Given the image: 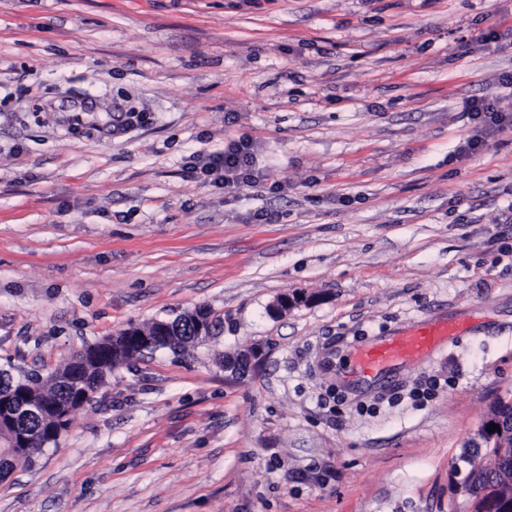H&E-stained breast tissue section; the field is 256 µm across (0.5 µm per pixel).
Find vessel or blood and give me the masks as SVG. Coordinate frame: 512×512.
Masks as SVG:
<instances>
[{"mask_svg": "<svg viewBox=\"0 0 512 512\" xmlns=\"http://www.w3.org/2000/svg\"><path fill=\"white\" fill-rule=\"evenodd\" d=\"M445 334V329L431 325L418 328L358 350L355 365L363 376L374 377L392 363L427 354Z\"/></svg>", "mask_w": 512, "mask_h": 512, "instance_id": "1", "label": "vessel or blood"}]
</instances>
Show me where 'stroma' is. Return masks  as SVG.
<instances>
[{
    "label": "stroma",
    "mask_w": 512,
    "mask_h": 512,
    "mask_svg": "<svg viewBox=\"0 0 512 512\" xmlns=\"http://www.w3.org/2000/svg\"><path fill=\"white\" fill-rule=\"evenodd\" d=\"M508 75L512 0H0V370L213 322L108 373L0 512H462L512 399V128L462 154L463 105L512 111ZM231 140L228 191L194 168ZM422 324L460 333L356 376ZM205 159L206 172L214 175V182L224 189H238L257 181L252 149L246 143H228L224 151L212 152ZM192 312H185L179 317L175 318L172 322L176 329L178 330L176 336H181L180 347L184 344L193 343L200 339H203L200 336L195 334V317ZM155 334L158 337H163L167 343L174 345L176 341V336H174L173 328L170 324L162 323L156 327ZM491 423H494L495 425H499V429H496L494 432H489L488 427L491 425ZM500 433V437L497 436V434ZM478 440L474 446V452L470 454V457L467 459V462H469L470 466L474 465V462L480 460L483 456L487 455L490 451L494 450L495 448H481V446L478 443H481L483 441L484 447L485 445H492L493 443L496 444L497 448H501L498 456L492 457L489 459L487 466L494 470L501 472L502 470H506L508 463H510V453L505 452V448H511L512 447V421H511V431L507 432L505 430V426L503 424V417L501 416H493L488 423H486L479 431H478ZM509 436H511V440L509 439Z\"/></svg>",
    "instance_id": "stroma-1"
}]
</instances>
